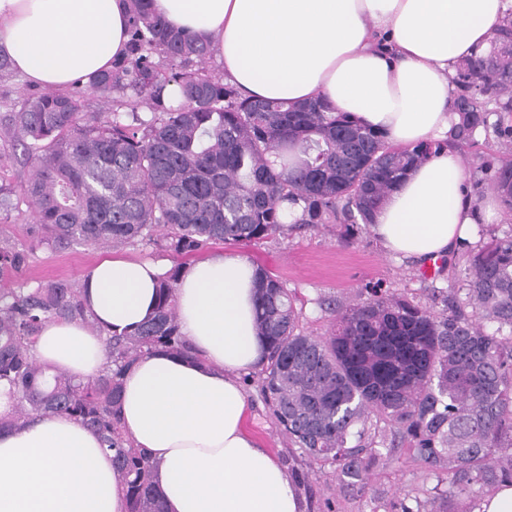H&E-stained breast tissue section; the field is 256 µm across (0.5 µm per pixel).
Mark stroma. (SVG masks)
I'll return each mask as SVG.
<instances>
[{
	"instance_id": "35a3bbf8",
	"label": "stroma",
	"mask_w": 512,
	"mask_h": 512,
	"mask_svg": "<svg viewBox=\"0 0 512 512\" xmlns=\"http://www.w3.org/2000/svg\"><path fill=\"white\" fill-rule=\"evenodd\" d=\"M37 93V87L23 82L18 74L0 76V155L9 158L0 169V176L17 187L26 182L30 168L22 156L13 152L8 116ZM238 251L295 292L304 312L302 325L316 335L324 334L331 322L316 305L322 296L352 303L366 299L369 291L377 288L421 302L426 299L421 280L423 265L386 254L370 232L346 239L336 225L321 224L266 243L242 245ZM107 256L160 259L164 253L151 244L110 251L79 246L55 252L40 250L17 280L77 282L89 267ZM248 393L252 404L246 421L248 433L279 460L298 457L299 449L280 432L256 385H249ZM307 471L308 486L302 492L304 512H388L393 501L427 499L436 483L435 477L408 460L400 449L380 459L372 471L368 490L358 497L345 495L318 466H308Z\"/></svg>"
}]
</instances>
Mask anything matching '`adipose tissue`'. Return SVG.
<instances>
[{
	"mask_svg": "<svg viewBox=\"0 0 512 512\" xmlns=\"http://www.w3.org/2000/svg\"><path fill=\"white\" fill-rule=\"evenodd\" d=\"M170 27L207 41L224 80L250 98L299 105L325 98L391 145L441 142L377 208L371 230L395 256L425 263L504 219L496 195L467 198L458 154L444 147L459 120L450 78L484 54L512 0H152ZM127 0H0V53L32 85L59 91L108 71L126 50ZM165 268L105 258L81 299L96 322L46 323L45 365L87 379L106 365L101 331L150 318ZM257 270L217 250L190 263L176 288L192 356L143 354L124 373L122 429L148 452L164 512H302L288 470L250 436L244 376L260 369ZM0 512H126L100 435L61 416L0 430Z\"/></svg>",
	"mask_w": 512,
	"mask_h": 512,
	"instance_id": "1",
	"label": "adipose tissue"
}]
</instances>
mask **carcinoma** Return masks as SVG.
I'll use <instances>...</instances> for the list:
<instances>
[{
    "label": "carcinoma",
    "instance_id": "1",
    "mask_svg": "<svg viewBox=\"0 0 512 512\" xmlns=\"http://www.w3.org/2000/svg\"><path fill=\"white\" fill-rule=\"evenodd\" d=\"M126 54L112 70L67 93L47 91L9 116L33 173L21 187L35 216L30 239L0 237V276L21 272L39 249L149 243L177 258L216 243L250 244L318 224L344 235L368 230L391 188L439 143L387 145L324 100L304 105L244 97L207 67L209 45L171 28L151 0H128ZM449 142L465 149L512 215V161L493 165V139L512 147V22L489 50L457 67ZM93 96L106 108L86 112ZM135 98L147 116L123 108ZM484 134L479 142L478 134ZM464 295L428 278L427 302L374 289L357 303L317 300L328 336L301 327L303 308L263 267L254 281L257 329L267 344L259 393L303 460L330 469L361 494L373 465L406 449L437 480L431 498L390 512H449L451 497L476 506L487 486L512 482V231L466 246ZM183 264L161 277L153 317L103 337L106 368L81 380L49 373L34 355L47 322L95 330L80 288L54 281L0 288V382L12 411L0 428L37 415L66 417L99 433L125 492L127 512H163L152 462L125 438L121 377L145 351L184 355L175 289ZM385 429L372 431L373 421Z\"/></svg>",
    "mask_w": 512,
    "mask_h": 512
}]
</instances>
